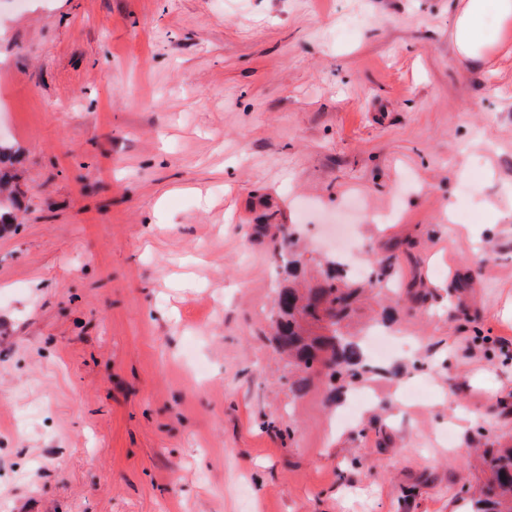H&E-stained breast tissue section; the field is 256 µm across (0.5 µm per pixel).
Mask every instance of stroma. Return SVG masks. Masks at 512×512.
<instances>
[{"instance_id":"1","label":"stroma","mask_w":512,"mask_h":512,"mask_svg":"<svg viewBox=\"0 0 512 512\" xmlns=\"http://www.w3.org/2000/svg\"><path fill=\"white\" fill-rule=\"evenodd\" d=\"M460 0H0V512H467L512 443V29ZM471 217L449 218L463 185ZM427 291L350 406L267 340L262 214ZM454 30V44L457 51L467 57H474L486 46L479 34V27L486 15L493 16L507 27L512 22L511 0H463ZM17 161V151L13 147L0 140V224H13L14 216L7 209L9 204L16 200L13 195V184L17 181L14 165Z\"/></svg>"}]
</instances>
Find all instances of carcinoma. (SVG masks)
<instances>
[{
	"instance_id": "obj_1",
	"label": "carcinoma",
	"mask_w": 512,
	"mask_h": 512,
	"mask_svg": "<svg viewBox=\"0 0 512 512\" xmlns=\"http://www.w3.org/2000/svg\"><path fill=\"white\" fill-rule=\"evenodd\" d=\"M17 151L0 140V224H11L14 216L8 205L16 200L13 184L17 181L14 165ZM393 255L375 263L366 278L353 276L345 265L335 259L326 262L322 282L315 288L288 285L277 290L274 302L276 348L288 355L291 388L304 392L312 377L324 378L333 386L331 397L339 389L386 369L371 363L364 337L354 330L351 319L367 288H380L395 301H425L421 292L402 291L395 283ZM485 480L470 493L472 512H512V446L485 448L482 451Z\"/></svg>"
}]
</instances>
